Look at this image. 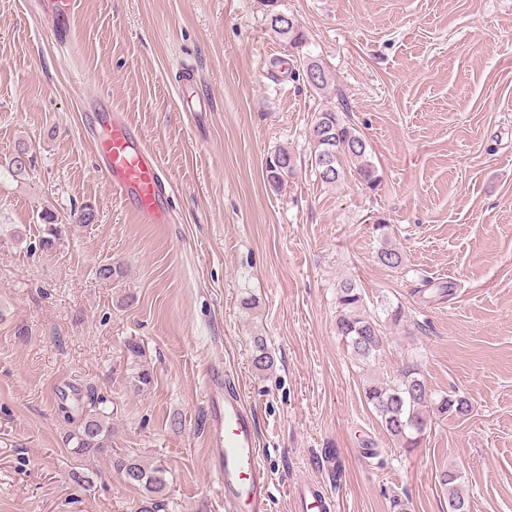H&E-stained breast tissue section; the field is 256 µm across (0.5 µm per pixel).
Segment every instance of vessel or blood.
<instances>
[{
    "mask_svg": "<svg viewBox=\"0 0 512 512\" xmlns=\"http://www.w3.org/2000/svg\"><path fill=\"white\" fill-rule=\"evenodd\" d=\"M60 41H68L77 23V0H41ZM102 133L94 134L99 171L112 189L134 208L144 223L165 221L162 200L166 183L156 158L141 137L107 99L95 102ZM208 405L207 455L224 495V512H270L271 476L259 460V440L252 407L232 385L222 364H212L206 382ZM291 495L297 512H323L327 487L306 480L294 483Z\"/></svg>",
    "mask_w": 512,
    "mask_h": 512,
    "instance_id": "1",
    "label": "vessel or blood"
}]
</instances>
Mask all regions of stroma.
I'll return each instance as SVG.
<instances>
[{"instance_id": "stroma-1", "label": "stroma", "mask_w": 512, "mask_h": 512, "mask_svg": "<svg viewBox=\"0 0 512 512\" xmlns=\"http://www.w3.org/2000/svg\"><path fill=\"white\" fill-rule=\"evenodd\" d=\"M77 5L62 47L35 0H0V512L148 507L106 457L73 454L63 409L91 393L113 447L165 466L159 512H224L206 460L215 362L256 413L271 512H295L299 479L332 485L334 512H393L396 498L447 512L450 466L470 512H512V0H278L303 27L297 49L268 29L266 0ZM311 56L325 91L297 76ZM100 95L158 158L169 223H142L97 169L83 103ZM329 108L366 137L376 186L350 170L316 179L310 132ZM21 142L33 162L16 176ZM281 147L296 169L275 187L266 161ZM85 207L93 223H76ZM380 218L399 270L377 260ZM107 263L121 276L99 279ZM347 279L405 310L367 366L336 334ZM410 363L472 412L433 419L408 452L363 384Z\"/></svg>"}]
</instances>
